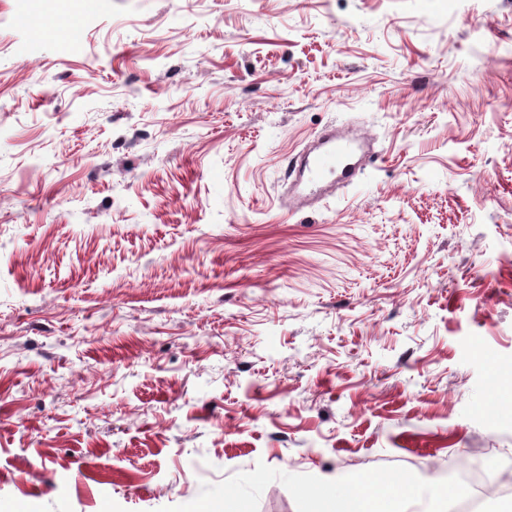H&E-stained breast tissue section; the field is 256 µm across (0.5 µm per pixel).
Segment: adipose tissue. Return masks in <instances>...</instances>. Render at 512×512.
I'll return each instance as SVG.
<instances>
[{"label":"adipose tissue","mask_w":512,"mask_h":512,"mask_svg":"<svg viewBox=\"0 0 512 512\" xmlns=\"http://www.w3.org/2000/svg\"><path fill=\"white\" fill-rule=\"evenodd\" d=\"M405 482L388 479L359 486L343 500L317 493V512H409L412 497Z\"/></svg>","instance_id":"adipose-tissue-1"}]
</instances>
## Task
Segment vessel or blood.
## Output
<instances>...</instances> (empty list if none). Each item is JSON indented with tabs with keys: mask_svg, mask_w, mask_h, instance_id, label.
Segmentation results:
<instances>
[{
	"mask_svg": "<svg viewBox=\"0 0 512 512\" xmlns=\"http://www.w3.org/2000/svg\"><path fill=\"white\" fill-rule=\"evenodd\" d=\"M366 146V138L350 131L331 127L318 134L314 148L291 164V203L311 206L329 196L333 186L357 181Z\"/></svg>",
	"mask_w": 512,
	"mask_h": 512,
	"instance_id": "vessel-or-blood-1",
	"label": "vessel or blood"
}]
</instances>
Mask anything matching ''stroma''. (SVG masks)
Wrapping results in <instances>:
<instances>
[{
    "label": "stroma",
    "mask_w": 512,
    "mask_h": 512,
    "mask_svg": "<svg viewBox=\"0 0 512 512\" xmlns=\"http://www.w3.org/2000/svg\"><path fill=\"white\" fill-rule=\"evenodd\" d=\"M380 160L324 202L329 126ZM512 0H0V503L311 512L512 484ZM367 139L332 126L317 135L314 148L290 163L294 174L288 195L294 205L312 206L334 194L331 186L347 187L363 173ZM411 487L395 479L378 480L359 486L343 497L342 504L321 491H312L307 497L318 501L314 512H408L414 498L408 493Z\"/></svg>",
    "instance_id": "1"
}]
</instances>
